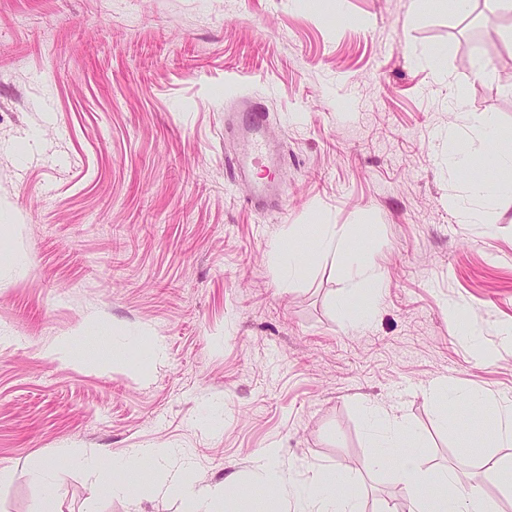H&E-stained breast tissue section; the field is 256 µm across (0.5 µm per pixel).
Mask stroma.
Listing matches in <instances>:
<instances>
[{
    "instance_id": "35a3bbf8",
    "label": "stroma",
    "mask_w": 512,
    "mask_h": 512,
    "mask_svg": "<svg viewBox=\"0 0 512 512\" xmlns=\"http://www.w3.org/2000/svg\"><path fill=\"white\" fill-rule=\"evenodd\" d=\"M512 7L472 0H0V512H128L66 453L165 448L188 479L259 512L250 479L275 449L284 485L342 470L359 512L396 507L392 466L366 460L375 408L416 434L499 512L485 478L512 455L452 394L512 405V201L454 155L484 156L475 122L512 132ZM268 111L282 206L232 182L224 115ZM485 215L468 223L463 205ZM332 224L379 269L339 305L340 260L296 240L306 269L274 272L291 230ZM460 308L451 316L450 308ZM475 333L463 335V325ZM70 337L71 358L43 353ZM55 461L44 485L32 472Z\"/></svg>"
}]
</instances>
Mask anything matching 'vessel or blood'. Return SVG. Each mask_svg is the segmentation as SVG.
Segmentation results:
<instances>
[{
	"label": "vessel or blood",
	"mask_w": 512,
	"mask_h": 512,
	"mask_svg": "<svg viewBox=\"0 0 512 512\" xmlns=\"http://www.w3.org/2000/svg\"><path fill=\"white\" fill-rule=\"evenodd\" d=\"M267 120L264 106L249 97L240 98L234 111L224 117L227 133L248 143L247 152L225 155L224 167L233 181L251 185L247 202L260 213L281 205V183L275 172L282 157L265 137Z\"/></svg>",
	"instance_id": "1"
}]
</instances>
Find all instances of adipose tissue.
<instances>
[{
  "label": "adipose tissue",
  "mask_w": 512,
  "mask_h": 512,
  "mask_svg": "<svg viewBox=\"0 0 512 512\" xmlns=\"http://www.w3.org/2000/svg\"><path fill=\"white\" fill-rule=\"evenodd\" d=\"M477 123L490 153L480 159L469 153L458 154L456 166L464 170L480 165L492 168L500 182L512 187V134L488 117H478ZM300 235L313 240L320 252L341 258L349 287L361 285L373 292L380 288L376 266L362 249L338 234L334 225L315 224L301 230ZM372 446L370 465L393 462L397 479L408 491L404 512H495L483 492L460 485L452 470L428 468L424 452L407 426L389 425ZM73 462L91 477L97 493L132 499L138 496L143 465L151 464L162 473L151 487V495L178 498L183 512H217L214 492L188 480L184 471L171 469L166 450L143 448L124 458L78 455ZM253 481L275 489L268 504L270 512H358L354 498L337 496L335 476L322 471L314 472L304 488L282 489L278 486L279 465L268 457L255 468Z\"/></svg>",
  "instance_id": "obj_1"
}]
</instances>
